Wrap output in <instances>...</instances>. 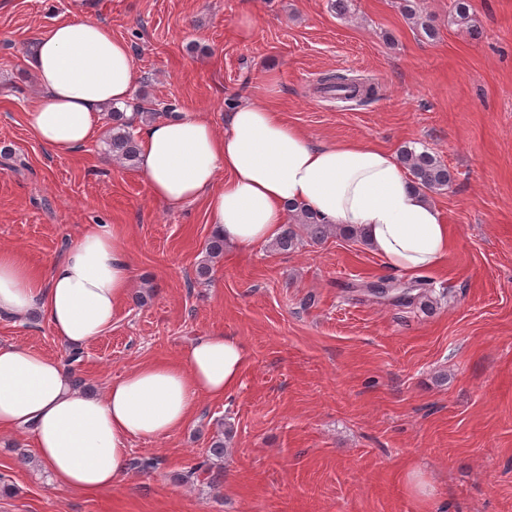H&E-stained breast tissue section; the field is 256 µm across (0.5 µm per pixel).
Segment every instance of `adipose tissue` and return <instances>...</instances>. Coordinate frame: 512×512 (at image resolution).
<instances>
[{
  "label": "adipose tissue",
  "instance_id": "obj_1",
  "mask_svg": "<svg viewBox=\"0 0 512 512\" xmlns=\"http://www.w3.org/2000/svg\"><path fill=\"white\" fill-rule=\"evenodd\" d=\"M29 65L40 93L26 124L57 155L98 136L104 109L129 97L135 76L127 43L88 19L42 32ZM139 148L151 195L171 209L205 199L213 230L232 249L273 241L297 203L323 223L357 230L397 273L438 270L448 255L440 209L413 187L395 151L314 142L266 104L239 105L221 132L196 113L171 114L141 127ZM133 278L119 231L88 224L44 275L21 253L0 249V314L39 310L63 346L81 348L111 329ZM249 363L237 337L213 333L95 395L60 357L0 345V436L24 435L60 487L109 489L127 478L133 442L156 443L183 428L200 398L223 399Z\"/></svg>",
  "mask_w": 512,
  "mask_h": 512
}]
</instances>
